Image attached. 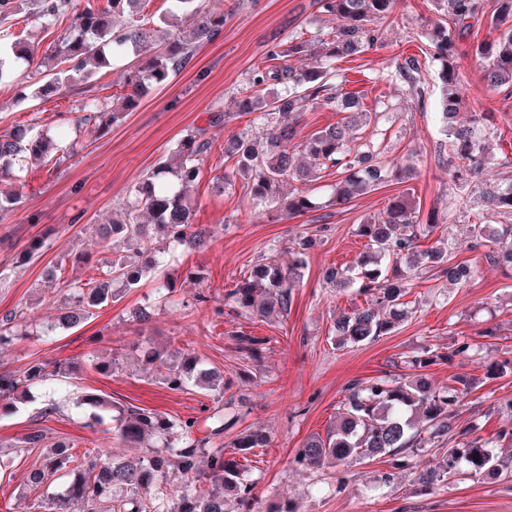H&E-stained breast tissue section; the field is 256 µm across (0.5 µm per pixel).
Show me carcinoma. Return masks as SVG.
Segmentation results:
<instances>
[{
    "label": "carcinoma",
    "mask_w": 512,
    "mask_h": 512,
    "mask_svg": "<svg viewBox=\"0 0 512 512\" xmlns=\"http://www.w3.org/2000/svg\"><path fill=\"white\" fill-rule=\"evenodd\" d=\"M151 0H0V19L7 21L21 11L48 28L59 19H70L58 41L42 51L39 45L16 38L10 49L0 48V85L15 79V64L32 65L28 79L36 85L34 96L46 97L62 81L82 86L91 81L109 58L132 54L136 64L125 76L124 94L112 101L83 97L72 108L84 116L75 119L76 129L91 124L101 132L120 114L136 109L151 85H161L190 66L197 51L216 41L224 30V11L206 5V0H169L172 8L155 18L145 13ZM397 0H315L323 21L329 23L322 36L306 39L298 33L288 42L268 44L270 65L256 68L237 92V109L254 115L262 126L265 146L258 148L244 133L224 139L222 155L234 160L235 173L250 187L252 200L275 221L303 216L322 207L307 190L285 192L290 182L310 185L326 175H336L327 185V203L344 207L384 182L418 175L416 159L407 158L387 166L379 161V150L358 143L360 129L377 119L378 113L361 108L357 96L344 90L336 62L382 46L379 24L393 16ZM458 27L453 33L437 25L428 33L438 64V90L442 131L448 139L451 158L458 163L448 169L456 190L459 209L470 210L473 189L483 214L470 224L477 245L489 248L485 257L512 266V251L502 255L491 248L499 237L512 236V181L496 178L497 158L489 151L487 112H473L465 122L457 121L462 106L463 81L457 60L460 39L471 21L487 18L495 36L469 45L482 62L483 77L512 93V0H439ZM191 31V39L180 27ZM308 56L314 65L298 69L291 60ZM395 74L406 83L419 106L425 105L420 59L406 56L396 63ZM317 108L348 113L345 120L297 139L303 113ZM64 134H54L34 125L26 129L0 130V182H13L16 169L35 165L59 169L76 153L78 141L63 144ZM214 141L207 128H197L176 146L177 162L160 164L129 187L122 206V219L101 225L98 233L112 246V260L96 268L86 281L62 282L72 306L49 322L46 330L69 328L93 315V310L119 300V293L151 275L161 263L162 241L175 251H202L209 246V231L194 223L195 201L191 191L204 170L201 157L212 151ZM16 198L0 193V224H9ZM496 219L490 224L486 217ZM439 224L432 217L420 224V212L407 194L390 198L381 215L359 224L358 235L365 249L348 269H326V284L339 289L355 288L366 306L343 313L334 326L336 345L362 344L387 335L408 316L402 299L410 294V278L422 271H436L455 283L470 281L475 267L453 261L441 251L422 250V233H432ZM309 243L294 245L293 261L283 270L276 260L277 246L269 248L263 262L249 276L224 293V305L240 313L257 315L272 322L288 314L302 270L307 267ZM31 335L22 312L11 311L0 318V350ZM236 340L241 352L258 359L266 339L241 333ZM142 362L168 389L183 391L190 385L207 384L214 376L199 369L200 361L187 350L171 352L151 340L141 343ZM444 355L430 350L407 357L405 364L418 371ZM90 367L101 374L121 369L118 356L90 359ZM78 367L61 360L35 358L16 372L0 373V414L14 409L15 399L33 387L53 388L68 383ZM474 388L472 378L458 375L448 385L429 388L424 383L373 379L354 381L338 409V422L325 437L306 440L292 463L307 469L336 468L353 460L378 455L393 457V467L405 465L416 450L448 446L441 470L422 471L419 482L431 488L483 469L503 465L490 450L491 441L472 436L456 423L458 407ZM209 408L210 426L196 435L195 418H176L136 407L120 406L97 395L85 394L80 404L90 413L84 427L103 423L102 413L111 414L112 431L125 442L142 447L133 458L106 455L87 448L73 455L51 448L40 454V462L27 474L28 493L35 494L24 512H37L52 504L51 512H67L66 505L78 501L82 512H260L252 483L242 478L248 455L267 446L261 432L240 434L235 451L224 450L225 410L243 407L244 395L224 397V382L214 388ZM151 490L149 497L140 492Z\"/></svg>",
    "instance_id": "obj_1"
}]
</instances>
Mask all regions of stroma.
I'll return each instance as SVG.
<instances>
[{"label": "stroma", "mask_w": 512, "mask_h": 512, "mask_svg": "<svg viewBox=\"0 0 512 512\" xmlns=\"http://www.w3.org/2000/svg\"><path fill=\"white\" fill-rule=\"evenodd\" d=\"M214 5L228 12L224 32L199 49L192 67L150 88L140 106L109 129L84 135L83 149L61 170L23 174L12 221L0 224V316L20 309L35 326L54 316L65 299L58 285L47 282V269L60 268L65 279H84L90 269L73 266L76 254L89 255L92 263L109 262L112 251L101 243L96 227L115 218L127 187L170 157L177 143L196 128L208 127L219 142L232 133H255L256 124L236 115L237 92L255 68L265 66L268 41L299 32L312 38L326 30L313 0H214ZM433 21H449L433 0H401L394 19L383 25V47L337 64L347 78L346 90L361 93L364 108L391 115L368 126L364 140L374 142L387 162L420 151L418 177L385 183L343 207L327 206L274 222L253 207L243 179H236L223 196H212L210 178L229 169L220 149H213L201 161L204 177L195 196L196 221L211 229L214 242L205 251H180L172 258L165 272L176 280L173 302L156 304L155 283L145 279L75 327L0 351V372L22 369L36 357L81 367L66 395L51 400L36 390L15 413L0 416V512H21L26 473L39 460L38 451L23 448L30 432L42 431L51 443L67 438L82 448L94 445L110 454H131L111 424L95 432L84 428L86 411L78 401L85 393L174 417H203L209 403L206 391H173L144 371L139 345L147 337L161 347L194 352L203 368L223 372L229 393L246 396L244 414L227 427L224 440L232 442L251 430L268 435L267 447L253 449L247 473L260 507L287 499L297 512H512V481L495 472L433 490L421 488L418 472L438 466L441 453L435 448L420 450L407 467L395 471L383 456L343 471L290 465L308 437L333 426L352 380H402L409 372L406 355L426 349L441 355L426 369L433 384L449 383L456 374L475 381L459 409L458 424L472 426L485 440L512 427V413L498 407L512 397V372H487L491 362L512 360V269L485 260L475 249L468 218L456 206L448 180V142L437 116L435 69L423 74L429 98L422 107L395 74L397 57L428 50L427 30ZM458 64L466 75L460 89L463 111L489 113L492 152L505 161L499 173L512 179V93L489 87L472 56L461 57ZM22 90L19 84L0 85V128L50 125L56 113L69 111L77 98L66 84L41 100L23 97ZM216 110L228 114L229 120L212 127L208 115ZM407 192L414 194L421 215L433 212L441 219L452 218L448 238L453 256L478 260L480 271L462 286L430 272L413 278L407 297L410 313L394 332L371 343L337 347L331 334L334 319L362 305L364 298L352 289L333 290L323 274L331 266H351L364 249L360 222L382 212L391 197ZM302 234L313 236L316 243L287 317L268 324L229 309L220 317L208 311L188 313L185 304L199 289L223 299L227 289L261 263L270 244H277L280 264L290 263L291 243ZM37 239L44 242L39 255L25 259L26 248ZM188 268L200 273L201 282L185 278ZM144 304L152 305L153 317L143 327L130 321L128 312ZM240 331L266 338L260 360L242 356L236 341ZM463 340L473 344L474 355L455 354ZM93 355L119 356L121 372L103 376L87 368ZM50 400L57 409L42 417ZM387 471L394 474L393 487L376 488L378 477Z\"/></svg>", "instance_id": "1"}]
</instances>
